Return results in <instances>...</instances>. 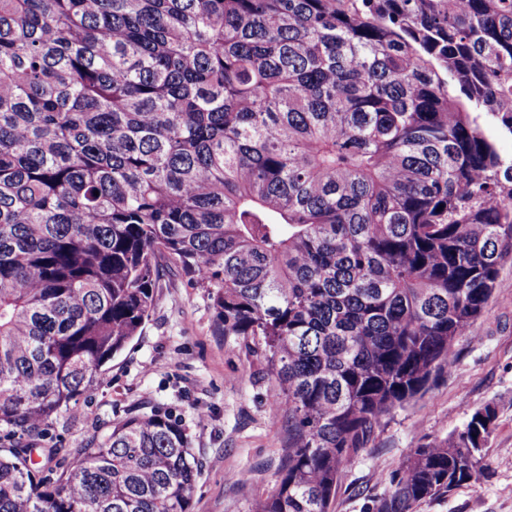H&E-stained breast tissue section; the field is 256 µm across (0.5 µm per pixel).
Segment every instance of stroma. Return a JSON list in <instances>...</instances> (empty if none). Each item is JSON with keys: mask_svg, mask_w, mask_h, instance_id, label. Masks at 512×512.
<instances>
[{"mask_svg": "<svg viewBox=\"0 0 512 512\" xmlns=\"http://www.w3.org/2000/svg\"><path fill=\"white\" fill-rule=\"evenodd\" d=\"M274 390L260 356L219 328L207 290L174 270L140 336L81 397L77 415L60 416L49 436L72 448L132 407L170 412L198 460L190 512H251L279 482L288 446L287 417L269 409ZM487 404L497 420L484 449L486 477L423 501L416 512H512V260L483 316L455 342L450 372L377 430L348 467L330 512H367L413 448L447 439Z\"/></svg>", "mask_w": 512, "mask_h": 512, "instance_id": "stroma-1", "label": "stroma"}]
</instances>
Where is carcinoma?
<instances>
[{"instance_id": "obj_1", "label": "carcinoma", "mask_w": 512, "mask_h": 512, "mask_svg": "<svg viewBox=\"0 0 512 512\" xmlns=\"http://www.w3.org/2000/svg\"><path fill=\"white\" fill-rule=\"evenodd\" d=\"M512 0H0V512H189L185 428L130 409L23 455L140 335L166 271L259 351L288 417L251 512H328L450 370L512 258ZM99 195H94V192ZM496 411L369 512L485 477Z\"/></svg>"}]
</instances>
